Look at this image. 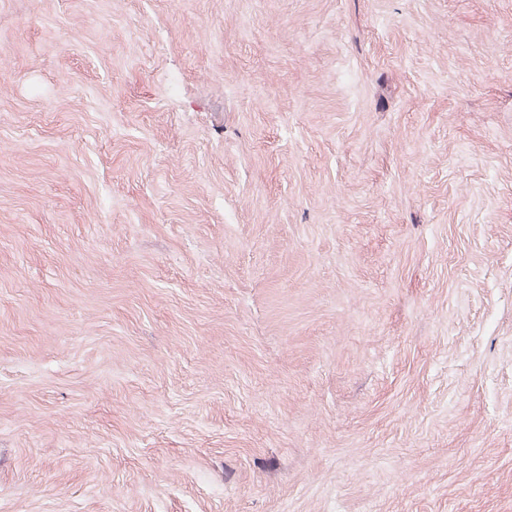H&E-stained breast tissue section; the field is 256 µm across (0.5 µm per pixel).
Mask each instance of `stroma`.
I'll use <instances>...</instances> for the list:
<instances>
[{"label":"stroma","instance_id":"stroma-1","mask_svg":"<svg viewBox=\"0 0 512 512\" xmlns=\"http://www.w3.org/2000/svg\"><path fill=\"white\" fill-rule=\"evenodd\" d=\"M0 512H512V0H0Z\"/></svg>","mask_w":512,"mask_h":512}]
</instances>
